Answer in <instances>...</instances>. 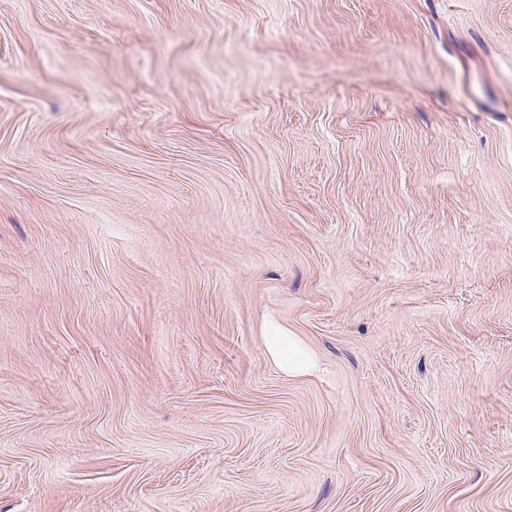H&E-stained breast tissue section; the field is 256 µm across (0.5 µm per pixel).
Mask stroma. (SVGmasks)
Masks as SVG:
<instances>
[{
	"mask_svg": "<svg viewBox=\"0 0 512 512\" xmlns=\"http://www.w3.org/2000/svg\"><path fill=\"white\" fill-rule=\"evenodd\" d=\"M0 512H512V0H0ZM265 346L271 360L287 375H301L315 367L313 359L298 340L273 323L267 326Z\"/></svg>",
	"mask_w": 512,
	"mask_h": 512,
	"instance_id": "1",
	"label": "stroma"
}]
</instances>
